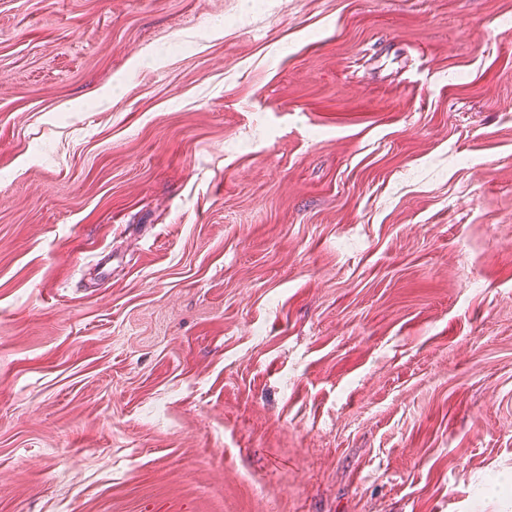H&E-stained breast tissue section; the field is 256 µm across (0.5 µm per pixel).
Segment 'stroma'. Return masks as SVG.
<instances>
[{"instance_id":"1","label":"stroma","mask_w":512,"mask_h":512,"mask_svg":"<svg viewBox=\"0 0 512 512\" xmlns=\"http://www.w3.org/2000/svg\"><path fill=\"white\" fill-rule=\"evenodd\" d=\"M0 512H512V0H0Z\"/></svg>"}]
</instances>
